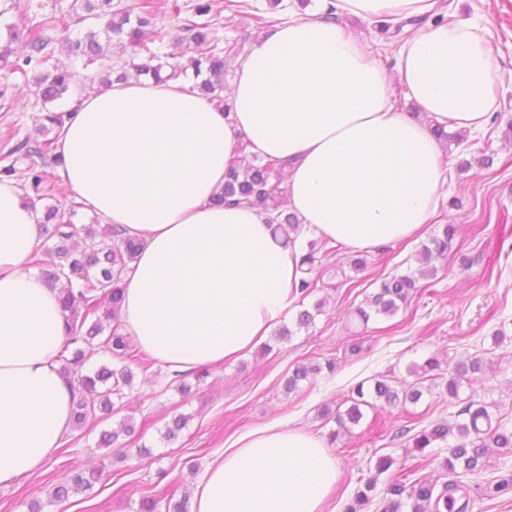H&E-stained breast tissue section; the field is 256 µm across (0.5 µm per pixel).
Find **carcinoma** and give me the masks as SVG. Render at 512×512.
Masks as SVG:
<instances>
[{"instance_id": "carcinoma-1", "label": "carcinoma", "mask_w": 512, "mask_h": 512, "mask_svg": "<svg viewBox=\"0 0 512 512\" xmlns=\"http://www.w3.org/2000/svg\"><path fill=\"white\" fill-rule=\"evenodd\" d=\"M311 0H268L271 13L255 14L254 21L268 28L282 21L286 9L292 6L303 9ZM168 0H140L138 13L123 3V0H73L71 10L80 21L88 25L67 38L71 55L84 61V65L98 64V70L90 77V83L108 88L112 80L124 81L134 76L150 75L155 80L193 76L196 87L213 97L223 99L224 67L228 58L237 54L233 42H222L216 35L212 18L213 0H190L186 5V17L178 26L183 39L188 41L192 56L181 62L177 57L164 52L170 40V30L157 22V16ZM60 26V21L47 18L31 26L25 34L13 33L10 40H22L25 53L13 55L11 44L0 45V62L9 65L14 73L32 76L34 94L42 105H54L44 111L37 127L42 138L28 137L0 156V180L17 176L12 157L22 153L36 157L39 162L29 167L28 189L34 195L41 193L43 184L54 177L56 157L54 140L49 135L56 131L63 119V104L69 100L75 72L65 66L51 63L52 53L47 51L50 37L47 32ZM14 61H9L10 57ZM251 143L242 140L238 144L235 160L231 161L225 174L224 188L215 201L229 200L246 203L269 214V224L274 233L280 234L287 243L295 242L301 232L297 217L284 211L281 199L282 185L288 180L289 162L271 158L260 165H244ZM79 205H50L44 211L43 224L54 246L44 256H33L32 261L40 265L45 281L59 288V299L64 316V340L56 352V360L62 372L73 384L72 424L81 429L88 423L101 421L122 408L126 391L132 387L134 372L131 365L146 372L150 364L139 360L130 336L124 332L119 319V307L124 289V277L141 248L134 237H117L112 226L100 230L95 224L79 228L73 224ZM456 227L447 224L441 234L433 236L418 252L419 268L412 274L387 275L375 281L374 291L366 296L364 306L355 314L362 323L373 316L392 317L407 305L419 288L422 279L436 275L432 265L434 259L445 256L452 248ZM316 242L308 243L302 255L304 276L298 285L299 293L307 296L316 288L314 276L318 269ZM103 353L118 363L114 367L102 363L85 372L83 368L89 354ZM438 366L435 358L424 364L408 368L415 381L405 386H395L385 379H374L373 384H359L354 388L355 397L344 412L333 416L339 428L356 425L363 416L361 406H396L407 401L416 402L422 396L419 386L429 379V373ZM333 372L336 362L328 360L325 365L299 364L285 382L288 392L295 391L299 384L317 376L323 369ZM492 372L485 358L475 354L458 362L449 372L444 385L450 399L458 398L464 380H480ZM135 427L126 419L111 431L100 433L97 445L109 448L119 445L121 436H132ZM448 442V457L442 469L451 480L437 485L431 481L409 480L393 477L385 489L383 512H467L469 502L457 505L455 492L459 488L460 475L482 471L487 450L511 448L512 427L493 420L486 406L470 400L459 410L457 419L434 425L414 438V445L423 449L435 441ZM392 462L383 458L376 466V476L367 479L357 488L347 512H365L372 501L371 492L377 485V476L385 473ZM103 473V467L86 471L75 467L67 471L50 492L51 501L62 503L70 497L93 489L94 483ZM512 493V475L501 477L484 488V495L494 497ZM190 512L189 500L160 497L155 494L142 499L140 512Z\"/></svg>"}]
</instances>
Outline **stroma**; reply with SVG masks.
I'll return each mask as SVG.
<instances>
[{
  "mask_svg": "<svg viewBox=\"0 0 512 512\" xmlns=\"http://www.w3.org/2000/svg\"><path fill=\"white\" fill-rule=\"evenodd\" d=\"M71 2L0 0V41L8 40L10 29L30 28L45 16L66 19L67 33L76 34L81 25L69 13ZM460 12L489 21L486 39L499 68L496 118L467 133L463 144L444 148L448 181L427 232L437 234L451 220L458 232L448 256L436 260V276L425 280L396 315L364 324L354 311L371 292L374 279L415 272L421 243L412 240L371 250L361 271L350 268L348 250L337 251L323 259L313 294L298 299L280 319L293 326L299 311L324 300L322 314L309 328L285 340L268 336L265 347L210 369L186 395L173 386L172 373L164 367L154 366L150 377L136 374L124 408L102 421L99 431L69 430L51 464L13 487L0 488V512H28L34 500L41 503L42 512H137L146 492L192 495L211 458L243 433L280 423L327 438L337 425L322 417L323 408L346 409L356 384L382 375L407 379L409 365L430 357L437 358L442 377L458 360L475 354L493 361L495 371L484 381L463 386L456 399L434 389L415 404L363 407L360 423L331 446L339 478L327 512H345L359 479L368 477L382 456L393 464L380 475L368 512H381L383 489L393 475L443 479L447 448L435 443L421 451L411 437L433 424L453 421L465 400L479 401L493 418L512 425V142L504 138L512 126V0H462ZM214 19L218 36L237 43L241 51H248L260 36L247 18L225 13L223 0H214ZM351 26L387 70H395L400 40L374 23L355 20ZM0 90L6 99L0 109L1 153L7 141L34 134V116L42 104L21 74L0 70ZM482 155L491 156L492 165L475 164V157ZM465 158L471 168L457 172ZM462 254L471 257L470 266H461ZM499 329L508 340L498 345L493 335ZM354 343L359 346L355 352L350 349ZM329 359L335 360V371L322 370L312 383L284 391L283 381L296 364L323 365ZM178 414L187 415L189 422L177 439L165 440V427ZM127 418L136 433L124 438L129 452L119 461L96 441L100 430L115 428ZM99 461L105 463L106 473L93 490L63 503L51 502L50 491L63 470ZM506 474H512V448L489 449L486 467L462 479L468 512H512V494L491 498L482 491Z\"/></svg>",
  "mask_w": 512,
  "mask_h": 512,
  "instance_id": "35a3bbf8",
  "label": "stroma"
}]
</instances>
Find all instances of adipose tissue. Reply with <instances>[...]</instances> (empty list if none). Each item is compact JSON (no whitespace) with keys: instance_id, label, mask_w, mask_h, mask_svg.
I'll list each match as a JSON object with an SVG mask.
<instances>
[{"instance_id":"obj_1","label":"adipose tissue","mask_w":512,"mask_h":512,"mask_svg":"<svg viewBox=\"0 0 512 512\" xmlns=\"http://www.w3.org/2000/svg\"><path fill=\"white\" fill-rule=\"evenodd\" d=\"M264 33L234 63L226 101L192 80L148 76L69 100L57 131L58 182L141 249L120 319L136 347L180 373L223 364L267 336L296 296L298 245L273 236L260 209L213 205L239 138L290 162L289 212L307 234L350 251L413 238L446 171L428 125L478 130L495 110L497 69L469 18L431 23L442 0H318ZM347 17L424 19L388 74ZM403 87L422 116L408 117ZM35 212L0 181V488L39 471L70 428L72 388L54 354L64 336L57 293L27 266ZM339 477L323 440L278 425L244 434L208 464L192 512H325Z\"/></svg>"}]
</instances>
